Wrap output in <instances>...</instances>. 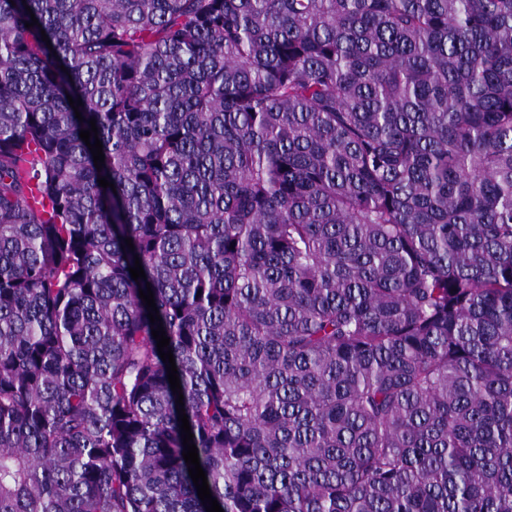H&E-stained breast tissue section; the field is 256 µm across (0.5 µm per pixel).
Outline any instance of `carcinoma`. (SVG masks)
<instances>
[{
	"label": "carcinoma",
	"mask_w": 512,
	"mask_h": 512,
	"mask_svg": "<svg viewBox=\"0 0 512 512\" xmlns=\"http://www.w3.org/2000/svg\"><path fill=\"white\" fill-rule=\"evenodd\" d=\"M180 408L224 512H512V0H0V512H206Z\"/></svg>",
	"instance_id": "carcinoma-1"
}]
</instances>
